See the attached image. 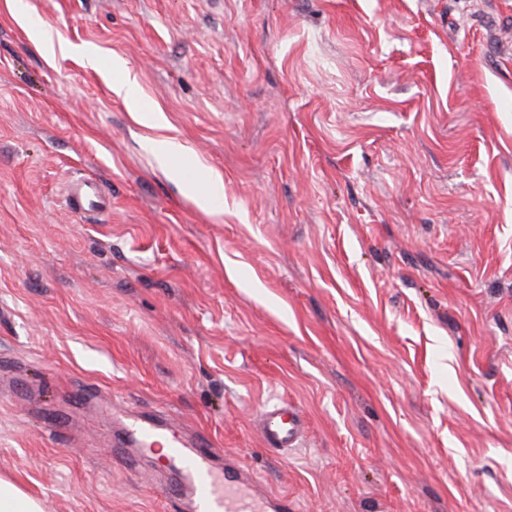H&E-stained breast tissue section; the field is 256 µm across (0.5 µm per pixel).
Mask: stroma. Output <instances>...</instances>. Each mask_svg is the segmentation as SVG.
<instances>
[{
  "label": "stroma",
  "instance_id": "stroma-1",
  "mask_svg": "<svg viewBox=\"0 0 512 512\" xmlns=\"http://www.w3.org/2000/svg\"><path fill=\"white\" fill-rule=\"evenodd\" d=\"M133 406L296 512H512V0H0V476L182 512ZM184 190L187 194L196 197L201 206L207 207L213 198L222 195L223 185L218 179L207 178L202 181L197 177H184ZM261 433L267 449L282 451L295 448L300 442L302 429L300 420L288 404H276L261 416ZM132 427L130 429L131 444L141 447H151L165 428L150 421L138 418L135 412L131 413Z\"/></svg>",
  "mask_w": 512,
  "mask_h": 512
}]
</instances>
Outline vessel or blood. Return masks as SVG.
I'll return each instance as SVG.
<instances>
[{
  "label": "vessel or blood",
  "instance_id": "obj_1",
  "mask_svg": "<svg viewBox=\"0 0 512 512\" xmlns=\"http://www.w3.org/2000/svg\"><path fill=\"white\" fill-rule=\"evenodd\" d=\"M261 433L269 450L296 447L302 435L300 420L291 406L276 404L261 416ZM163 432L161 426L133 418L132 444L152 446ZM171 458L182 472L183 480L175 493L188 505V512H295L292 500L284 494L260 491L250 473L232 458L216 465L209 440L179 434L170 436Z\"/></svg>",
  "mask_w": 512,
  "mask_h": 512
}]
</instances>
